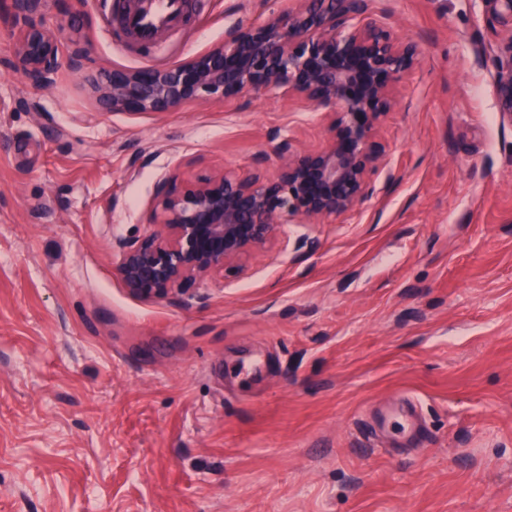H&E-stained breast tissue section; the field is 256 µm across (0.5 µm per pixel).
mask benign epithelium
Returning a JSON list of instances; mask_svg holds the SVG:
<instances>
[{
  "instance_id": "7a95c632",
  "label": "benign epithelium",
  "mask_w": 512,
  "mask_h": 512,
  "mask_svg": "<svg viewBox=\"0 0 512 512\" xmlns=\"http://www.w3.org/2000/svg\"><path fill=\"white\" fill-rule=\"evenodd\" d=\"M256 24L229 25L224 42L166 68L114 66L93 78L105 112H170L188 101L304 99L329 119L319 148L286 139L257 157L249 172L224 169L180 189L157 188L154 230L115 243L117 274L142 300L172 299L195 280L241 270L282 224H320L346 216L377 192L372 175L390 163L378 127L396 105L397 84L417 66L421 48L398 36L372 0H294ZM500 27L494 90L499 115L512 125V0H484ZM46 0H11L22 29L16 65L36 91L55 79L60 33L46 29ZM273 162L275 171L268 172Z\"/></svg>"
}]
</instances>
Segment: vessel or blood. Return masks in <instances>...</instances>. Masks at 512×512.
Segmentation results:
<instances>
[{"mask_svg":"<svg viewBox=\"0 0 512 512\" xmlns=\"http://www.w3.org/2000/svg\"><path fill=\"white\" fill-rule=\"evenodd\" d=\"M188 9V0H140L136 12L123 14L117 34L141 43L155 42L159 32L171 29L183 21ZM415 415V403L403 401L381 413L378 426L387 430L397 424L407 431L412 429Z\"/></svg>","mask_w":512,"mask_h":512,"instance_id":"1","label":"vessel or blood"}]
</instances>
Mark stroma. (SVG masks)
I'll return each instance as SVG.
<instances>
[{
    "label": "stroma",
    "instance_id": "stroma-1",
    "mask_svg": "<svg viewBox=\"0 0 512 512\" xmlns=\"http://www.w3.org/2000/svg\"><path fill=\"white\" fill-rule=\"evenodd\" d=\"M115 2L48 0L85 65L36 93L0 0V512H512V125L484 0H375L423 49L381 123V192L157 301L112 245L148 230L158 183L328 128L276 96L99 110L98 70L182 63L285 5L193 0L117 44ZM407 397L427 437L400 450L368 414Z\"/></svg>",
    "mask_w": 512,
    "mask_h": 512
}]
</instances>
